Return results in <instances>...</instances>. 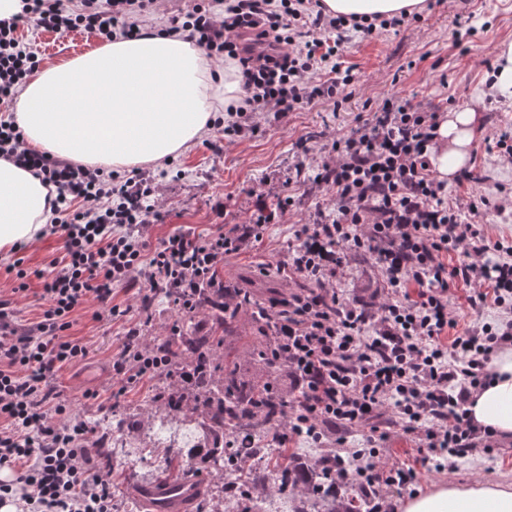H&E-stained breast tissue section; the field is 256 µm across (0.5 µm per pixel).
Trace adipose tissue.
Returning <instances> with one entry per match:
<instances>
[{
  "instance_id": "adipose-tissue-1",
  "label": "adipose tissue",
  "mask_w": 512,
  "mask_h": 512,
  "mask_svg": "<svg viewBox=\"0 0 512 512\" xmlns=\"http://www.w3.org/2000/svg\"><path fill=\"white\" fill-rule=\"evenodd\" d=\"M422 0H323L327 13L366 19L412 11ZM239 64L214 69L179 34L143 28L64 63L36 70L14 117L25 148L103 169L157 165L184 154L212 129L220 106L239 99ZM483 115L467 107L441 120L429 160L454 179L471 160ZM49 188L33 171L0 158V255L46 234ZM491 380L466 406L478 425L512 437V345L493 355ZM398 512H512L505 481L441 482L400 502Z\"/></svg>"
}]
</instances>
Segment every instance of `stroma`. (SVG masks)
<instances>
[{
	"instance_id": "1",
	"label": "stroma",
	"mask_w": 512,
	"mask_h": 512,
	"mask_svg": "<svg viewBox=\"0 0 512 512\" xmlns=\"http://www.w3.org/2000/svg\"><path fill=\"white\" fill-rule=\"evenodd\" d=\"M420 21L400 30H376L369 36L353 37L342 53L344 65L353 68L357 80L346 98L332 102L317 100L309 106L280 116L265 112L256 116L255 132L228 138L217 125L206 139L194 144L185 156L141 168L151 177L167 170L162 178L161 218L146 231L150 244L175 231L206 234L217 228L232 229L246 223L261 208L294 197L295 204L282 220L265 225L261 241L248 250L224 259V284L239 287L241 272L258 273L279 269L274 290L288 292L298 287L285 266L288 262V227L312 222L318 207L326 205L325 190L300 183L296 167L309 157L321 156L334 136L348 133L359 114L370 112L391 94L407 97L419 108L448 113L463 107L477 108L484 118L483 136L472 150L471 170L481 178L473 186L457 180L448 184V201L466 204L479 192L503 210L483 220L490 240L512 239V163L490 149L486 139L512 127V100L496 95L488 81V63L494 62V47L512 40V0H430ZM32 41L43 64H59L80 55L82 40L100 45V37H88L76 29L67 35L32 27L20 30ZM340 287L344 301L352 306L370 301L383 287L378 269L362 255L350 259L349 273ZM142 291L114 290V301L129 307V321L149 336H166L179 313L168 298L159 296L150 310H143ZM72 336L87 344L89 355L61 371L54 381L63 398L79 399L87 423L117 412L130 416L142 440L153 437L157 423L150 417L144 398L152 388L143 382L115 395L112 388V357L124 336V326L112 321L107 309L86 303L76 308ZM262 328L249 315H242L238 330L225 337L228 351L241 354L239 375L247 380L270 371L267 365L245 354L248 343L261 337ZM384 455L390 462L417 470L405 490L394 493L390 504L424 492L435 482V473L419 464V453L411 437L391 430ZM451 481L469 483L477 479L512 483V445L501 442L493 451H472L459 462Z\"/></svg>"
}]
</instances>
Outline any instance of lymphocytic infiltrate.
<instances>
[{
  "label": "lymphocytic infiltrate",
  "instance_id": "lymphocytic-infiltrate-1",
  "mask_svg": "<svg viewBox=\"0 0 512 512\" xmlns=\"http://www.w3.org/2000/svg\"><path fill=\"white\" fill-rule=\"evenodd\" d=\"M146 7V0H25L20 15L0 20V156L55 187L50 231L63 240L60 255L39 274L40 321L23 331L13 322L16 298L29 289L22 259L12 264L18 284L11 297H0V469L12 473L0 483V499L21 492L25 512H112L111 486L95 472L88 447L95 432L51 384L63 366L88 354L69 334L75 308L93 301L111 317L124 316L112 292L140 284L164 290L179 311L191 310L196 277L259 240L263 225L294 205L282 200L228 233L173 232L152 246L143 232L160 218L154 179L23 148L7 108L39 56L19 36L20 24L133 38ZM411 21L405 12L377 23L345 19L325 13L320 0H214L213 7L172 18L169 29L209 58L238 60L243 98L227 107L224 133L239 136L255 130L257 113L292 112L343 95L355 81L340 62L350 31L370 34ZM439 120V112L394 95L333 139L319 161L298 167V177L324 188L330 202L292 230L288 269L306 287L271 298L268 310L277 343L272 361L287 367L301 398L298 411L283 417L285 432L319 441L325 429L362 427L387 413L414 436L431 472L450 474L474 448L493 442V432L474 424L465 406L486 384L492 354L512 340V241H491L481 225L468 223V216L494 211L486 196L450 204L444 182L433 177L428 148ZM452 252L459 257L454 265ZM352 253L378 268L384 301L344 302L337 284ZM459 286L472 313L491 306L510 322L449 336L458 314L448 295ZM148 346L138 326L127 329L112 363L118 392L157 375L161 364L145 358ZM388 437L370 435L354 451L350 474L378 477L394 491L408 486L414 472L384 460L380 445Z\"/></svg>",
  "mask_w": 512,
  "mask_h": 512
}]
</instances>
